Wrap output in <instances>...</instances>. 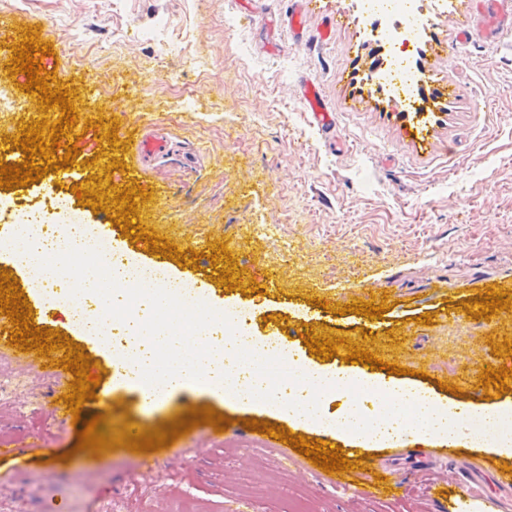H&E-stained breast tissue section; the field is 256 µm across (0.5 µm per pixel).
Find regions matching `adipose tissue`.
I'll list each match as a JSON object with an SVG mask.
<instances>
[{
  "instance_id": "obj_1",
  "label": "adipose tissue",
  "mask_w": 512,
  "mask_h": 512,
  "mask_svg": "<svg viewBox=\"0 0 512 512\" xmlns=\"http://www.w3.org/2000/svg\"><path fill=\"white\" fill-rule=\"evenodd\" d=\"M23 236L27 259L35 267L41 265L47 249L70 251L84 243L83 236L74 229L45 241L36 224L28 225ZM257 343V337L252 335L242 342L217 340L215 327L201 315L195 318L187 335L168 321L155 330L152 345L138 346L134 353L116 361L115 379L155 397L172 396L199 382L215 396L227 397L243 406L259 405L274 410L303 428L335 429L337 434L362 446L403 443L413 438L439 439L471 447L489 445L498 453L512 456V405L484 411L346 365L303 367L306 387L281 391L270 387L262 377L240 372L243 345ZM201 346L207 347V358L199 357L197 349ZM357 379L364 381L371 391L373 401L368 410L348 402L337 410L333 422H326L324 405L315 397V390ZM401 407L411 409L410 422L394 419V410Z\"/></svg>"
}]
</instances>
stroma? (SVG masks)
I'll list each match as a JSON object with an SVG mask.
<instances>
[{
	"label": "stroma",
	"mask_w": 512,
	"mask_h": 512,
	"mask_svg": "<svg viewBox=\"0 0 512 512\" xmlns=\"http://www.w3.org/2000/svg\"><path fill=\"white\" fill-rule=\"evenodd\" d=\"M421 3L429 98L420 118L368 81L377 46L353 0H314L308 44L294 40L283 0H0V22L50 46L41 60L48 84L69 90L78 116L65 142L79 150V176L59 193L101 191V208L83 209L88 223H108L128 254L196 278L216 305L250 306L254 335H270L276 317L316 314V334L347 338L406 368L403 382L467 402L472 388L459 367H512L500 350L512 341V34L460 42L458 23L476 13L477 0ZM326 25L330 39L317 42ZM12 55L10 42H0V94L24 105L0 112V139L10 140L61 115L25 90ZM306 77L319 80L336 114L329 133L304 110ZM135 125L167 136L171 153L139 161L129 135ZM131 170L144 189L139 222L203 261L177 263L111 223L114 195ZM222 246L228 259L211 262ZM230 263L235 290L219 282ZM491 290L504 293L508 308L488 319L466 313ZM378 296L388 306L382 318L346 310ZM423 315L429 323H420ZM11 328L0 320V376L20 384L0 400V442L13 448L38 439L48 452L38 470L0 462V512H94L106 499L121 512H287L299 499L310 512H440L434 485L445 473L431 460L434 442L382 450L400 483L394 495L334 488L306 455L249 422L333 448L351 440L302 431L199 385L145 407L114 382L101 342L58 322L55 330L79 345L112 391V417L99 425L111 448H79L95 401L86 400L79 422H60L50 393L70 388L73 373L7 342ZM207 409L224 417V428L199 425L161 451L116 443L119 422L167 432ZM466 453L457 471L479 478L486 497L464 500L462 512H487L492 497L499 512H512V489L499 490L482 471L485 458L500 467H512V458L488 447Z\"/></svg>",
	"instance_id": "1"
}]
</instances>
